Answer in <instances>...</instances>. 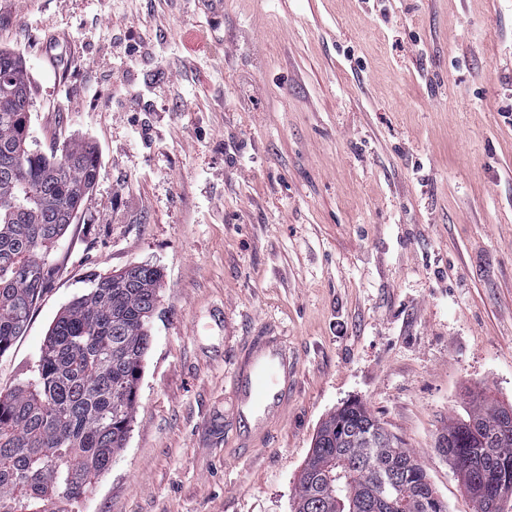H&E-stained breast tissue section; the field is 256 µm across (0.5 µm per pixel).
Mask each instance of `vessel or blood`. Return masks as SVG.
<instances>
[{
    "mask_svg": "<svg viewBox=\"0 0 512 512\" xmlns=\"http://www.w3.org/2000/svg\"><path fill=\"white\" fill-rule=\"evenodd\" d=\"M297 373L296 354L278 328L264 326L249 337L231 372L226 414L239 452L257 450L268 431L286 418Z\"/></svg>",
    "mask_w": 512,
    "mask_h": 512,
    "instance_id": "vessel-or-blood-1",
    "label": "vessel or blood"
}]
</instances>
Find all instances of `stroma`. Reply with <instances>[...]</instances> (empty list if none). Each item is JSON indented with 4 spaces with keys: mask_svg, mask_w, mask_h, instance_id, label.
Segmentation results:
<instances>
[{
    "mask_svg": "<svg viewBox=\"0 0 512 512\" xmlns=\"http://www.w3.org/2000/svg\"><path fill=\"white\" fill-rule=\"evenodd\" d=\"M1 46L39 149L92 141L99 173L0 392L90 275L162 272L126 446L79 512H291L353 399L478 512L436 442L474 395L512 405V0H0ZM269 323L299 385L241 460L229 374Z\"/></svg>",
    "mask_w": 512,
    "mask_h": 512,
    "instance_id": "obj_1",
    "label": "stroma"
}]
</instances>
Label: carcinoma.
<instances>
[{
    "mask_svg": "<svg viewBox=\"0 0 512 512\" xmlns=\"http://www.w3.org/2000/svg\"><path fill=\"white\" fill-rule=\"evenodd\" d=\"M0 355L26 332L52 283V251L82 212L98 155L75 141L60 155L32 148L30 82L0 48ZM159 270L94 275L53 322L32 375L0 394V512H71L125 447L149 347ZM437 451L479 512L512 497V405L478 395L448 421ZM292 512H447L423 464L359 400L323 420L301 469Z\"/></svg>",
    "mask_w": 512,
    "mask_h": 512,
    "instance_id": "cac0c4a2",
    "label": "carcinoma"
}]
</instances>
